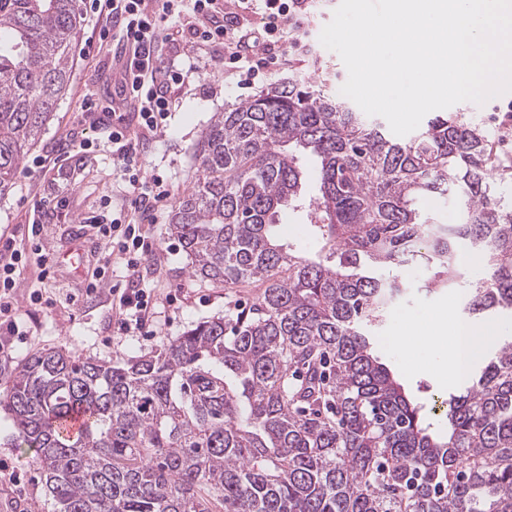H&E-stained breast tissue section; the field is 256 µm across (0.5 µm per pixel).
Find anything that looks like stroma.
Instances as JSON below:
<instances>
[{
  "label": "stroma",
  "mask_w": 512,
  "mask_h": 512,
  "mask_svg": "<svg viewBox=\"0 0 512 512\" xmlns=\"http://www.w3.org/2000/svg\"><path fill=\"white\" fill-rule=\"evenodd\" d=\"M340 0H318L302 32L317 42ZM106 15L84 11L68 90L42 132L36 146L27 152L23 170L14 188L0 199V239L23 249L25 260L17 288L18 334H0V381L33 354L63 347L81 358L123 362L159 349L193 325L223 315L225 308L246 307L261 288L247 284L227 288L223 284L192 276L191 261L168 229L170 207L156 214L144 231L152 245L137 273L154 288L158 297H172L169 305L156 308L153 332L147 336H124L110 293L85 297L86 283L97 265L99 253L94 229L83 226L84 217L98 212L103 196L113 185L112 148L100 132L89 128L80 112L83 98L107 96L112 85L111 41H100ZM314 60H296L291 66L273 68L267 83L296 77L308 78L315 88L340 99L348 73L333 51L319 46ZM219 50L209 47L181 67H193L188 84L169 89L172 111L161 133H151L138 124L133 103L120 108L133 139L139 141L147 170L157 173L175 194L186 193L200 174L195 150L203 130L214 115L254 96V89L239 88L225 78ZM512 101V92L484 105L461 102L453 112L479 124L488 134L504 164L512 163V140L501 136L500 106ZM39 222L44 232L38 246L28 241V226ZM53 255L58 263L54 279L39 277L40 253ZM486 274L481 264L460 268L452 286L425 291L424 272L405 274L408 288L376 333L378 353L404 387L424 405L423 413L433 429L448 428V409L443 401L458 392L461 380L449 372L447 349L409 356L399 343L407 325L423 324L432 317L463 318L464 295L470 283ZM39 294L31 303V294ZM31 453L18 448L10 415L0 410V512H55Z\"/></svg>",
  "instance_id": "35a3bbf8"
}]
</instances>
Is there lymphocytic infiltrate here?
<instances>
[{
    "label": "lymphocytic infiltrate",
    "mask_w": 512,
    "mask_h": 512,
    "mask_svg": "<svg viewBox=\"0 0 512 512\" xmlns=\"http://www.w3.org/2000/svg\"><path fill=\"white\" fill-rule=\"evenodd\" d=\"M215 5L216 0H89L92 12L110 14L113 41L131 52L112 85L117 97L135 102L144 130L155 132L165 127L171 110L167 91L189 79L188 71L176 66L174 53L185 55L206 45L223 46L225 75L238 76L239 87L249 88L256 79L267 76L270 67L287 64L288 49L298 43L297 32L309 0H236L235 8L225 11L223 23L193 29L186 40L167 26L172 18L187 13L209 15ZM81 110L88 117L108 114L112 164L126 194L120 209L114 211L105 204L90 218L99 233L103 264L85 291L96 294L109 287L118 299L120 329L123 335L132 336L140 332L152 296L144 288L120 289L113 285L110 272L119 262L130 271L139 265L150 248L143 225L153 221L174 191L161 176L146 173L140 144L130 137L123 115L88 98ZM22 260V250L12 243L0 248V328L9 333L15 325L16 277Z\"/></svg>",
    "instance_id": "f902f5d3"
}]
</instances>
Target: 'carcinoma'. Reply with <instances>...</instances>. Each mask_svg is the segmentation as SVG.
Here are the masks:
<instances>
[{"instance_id":"obj_1","label":"carcinoma","mask_w":512,"mask_h":512,"mask_svg":"<svg viewBox=\"0 0 512 512\" xmlns=\"http://www.w3.org/2000/svg\"><path fill=\"white\" fill-rule=\"evenodd\" d=\"M82 22L80 0H0V197L68 88ZM196 157L169 232L195 276L263 291L122 365L52 349L13 370L0 408L57 512H512V341H485L436 433L369 334L404 266L446 287L462 241L487 269L465 322L512 313V166L484 131L437 115L399 141L291 80L217 113ZM449 191L461 223L436 224L420 201ZM288 206L322 260L284 240Z\"/></svg>"}]
</instances>
